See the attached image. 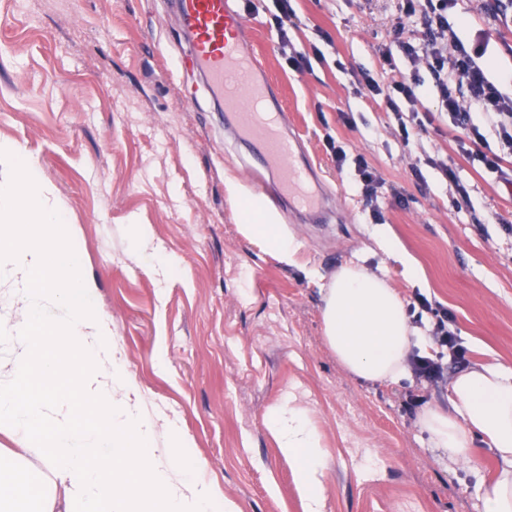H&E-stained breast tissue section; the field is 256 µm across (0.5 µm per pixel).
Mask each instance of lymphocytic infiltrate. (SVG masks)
Masks as SVG:
<instances>
[{"label": "lymphocytic infiltrate", "mask_w": 512, "mask_h": 512, "mask_svg": "<svg viewBox=\"0 0 512 512\" xmlns=\"http://www.w3.org/2000/svg\"><path fill=\"white\" fill-rule=\"evenodd\" d=\"M293 0H274L269 23L278 32L279 45L284 51L283 58L289 69L303 73L311 70L310 57L291 51L288 24L295 16ZM456 0H400L402 21L396 29L402 34L396 50H383L382 58L389 70H396V54H403L415 68L425 69V76H412L411 80L392 79L386 82L375 79L370 73H363L354 89L355 96L371 95L386 99L397 124L398 136L403 144L426 132L442 135V124L451 121L456 130L455 140L462 157L469 163L479 165L487 171L500 172L506 158L512 156V97L504 94L491 81L479 65L481 53L466 45L448 21V11ZM416 17L422 24L417 35H405L404 22ZM430 92L436 100L432 111L403 113L398 99L416 102L420 91ZM474 105L481 114L480 120H473L467 112V105ZM494 132L499 145L491 147L486 134ZM337 169H344L346 163H353L354 178L366 198L376 197L383 179L369 167L364 156L348 158L342 146L334 138H326ZM410 313L416 319H427L430 334L440 349L459 354L460 346L452 330V317L447 308L439 302L415 294L409 304Z\"/></svg>", "instance_id": "lymphocytic-infiltrate-1"}]
</instances>
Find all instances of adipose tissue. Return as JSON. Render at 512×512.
Listing matches in <instances>:
<instances>
[{
	"label": "adipose tissue",
	"instance_id": "adipose-tissue-1",
	"mask_svg": "<svg viewBox=\"0 0 512 512\" xmlns=\"http://www.w3.org/2000/svg\"><path fill=\"white\" fill-rule=\"evenodd\" d=\"M0 268L13 278L20 338H37L48 353L31 367L17 353L0 380V431L43 436L26 454H0V512H235L213 486L187 475L197 467L192 441L177 421L145 418L142 396L129 380L111 323L84 301L79 280L60 287L58 273L77 257L61 229L62 207L36 164L0 145ZM243 234L282 260L292 244L268 223L258 204L242 212ZM323 339L344 371L366 382H399L413 349H428L409 323L407 305L384 278L347 264L322 289ZM84 369L74 373L72 360ZM448 403L427 404L418 425L433 448L476 469V443L488 445L497 472L480 512H512V367L478 363L448 384ZM267 427L294 465L307 512H324L328 460L306 408L278 403ZM164 430L165 447L155 445ZM48 476L33 486L31 462Z\"/></svg>",
	"mask_w": 512,
	"mask_h": 512
}]
</instances>
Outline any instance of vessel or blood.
<instances>
[{"label":"vessel or blood","mask_w":512,"mask_h":512,"mask_svg":"<svg viewBox=\"0 0 512 512\" xmlns=\"http://www.w3.org/2000/svg\"><path fill=\"white\" fill-rule=\"evenodd\" d=\"M175 12L189 39L186 60L223 99L253 172L271 176L274 193L295 209L321 213L323 201L298 167L292 139L283 134L278 114L266 108L271 86L255 77L256 60L243 39L248 19L239 0H175Z\"/></svg>","instance_id":"vessel-or-blood-1"}]
</instances>
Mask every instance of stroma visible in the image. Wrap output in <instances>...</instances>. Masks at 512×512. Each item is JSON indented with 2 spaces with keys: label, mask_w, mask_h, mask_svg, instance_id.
<instances>
[{
  "label": "stroma",
  "mask_w": 512,
  "mask_h": 512,
  "mask_svg": "<svg viewBox=\"0 0 512 512\" xmlns=\"http://www.w3.org/2000/svg\"><path fill=\"white\" fill-rule=\"evenodd\" d=\"M293 7L294 49L323 48L312 71L285 65L267 0L246 37L331 208L326 224L276 212L293 263L240 230L241 206L263 195L225 149L207 84L178 67L186 37L172 0H0V142L31 156L54 188L76 277L109 319L130 380L148 409L178 421L198 475L236 512L305 510L265 423L291 395L329 462L324 512H479L481 486L438 460L409 403L446 402V383L348 376L323 342L319 301L336 270L364 264L403 296L447 307L466 361L512 366V233L502 227L512 221V162L499 175L474 170L450 126L403 145L385 100L353 95L361 73L382 75L380 47L396 44L394 0ZM502 13L512 0H457L448 21L463 42L484 44L490 79L512 95V21ZM328 134L381 174L376 200L337 171ZM429 154L456 166L468 207L454 206ZM138 224L151 231L148 248L134 241Z\"/></svg>",
  "instance_id": "35a3bbf8"
}]
</instances>
